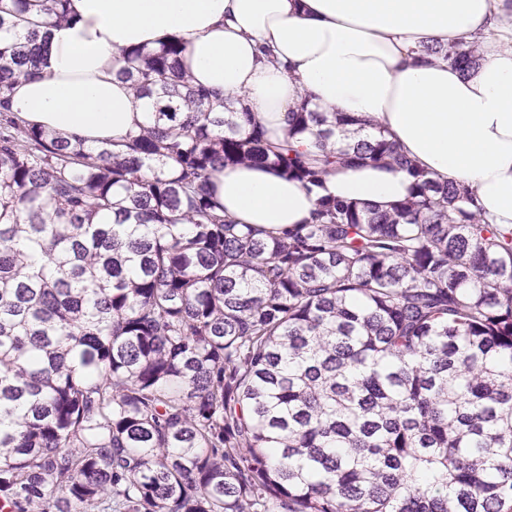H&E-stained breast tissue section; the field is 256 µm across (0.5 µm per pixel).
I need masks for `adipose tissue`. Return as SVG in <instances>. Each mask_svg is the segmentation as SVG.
<instances>
[{
	"label": "adipose tissue",
	"instance_id": "ef3b65f1",
	"mask_svg": "<svg viewBox=\"0 0 512 512\" xmlns=\"http://www.w3.org/2000/svg\"><path fill=\"white\" fill-rule=\"evenodd\" d=\"M66 23L41 29L38 76L15 86L27 124L121 142L151 122V101L117 75L115 54L180 38L194 84L244 101L283 139L302 100L383 131L430 177L474 188L485 217L512 226V8L505 0H70ZM477 41L468 72L425 47ZM412 180L385 164L341 168L322 193L383 208ZM211 190L227 217L267 228L309 222L318 194L275 167H225Z\"/></svg>",
	"mask_w": 512,
	"mask_h": 512
}]
</instances>
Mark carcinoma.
I'll return each mask as SVG.
<instances>
[{
	"mask_svg": "<svg viewBox=\"0 0 512 512\" xmlns=\"http://www.w3.org/2000/svg\"><path fill=\"white\" fill-rule=\"evenodd\" d=\"M69 0H0L3 512H512V227L383 133L303 100L273 144L190 84L184 44L120 51L152 125L87 149L10 109ZM475 44L432 49L460 67ZM315 136V150L302 145ZM273 165L414 178L382 210L224 217L208 183Z\"/></svg>",
	"mask_w": 512,
	"mask_h": 512,
	"instance_id": "cac0c4a2",
	"label": "carcinoma"
}]
</instances>
